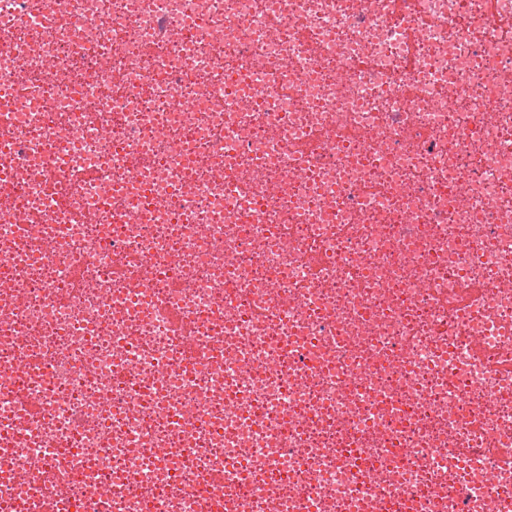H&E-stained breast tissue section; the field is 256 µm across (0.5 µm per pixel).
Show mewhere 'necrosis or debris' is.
I'll return each instance as SVG.
<instances>
[{
  "label": "necrosis or debris",
  "mask_w": 512,
  "mask_h": 512,
  "mask_svg": "<svg viewBox=\"0 0 512 512\" xmlns=\"http://www.w3.org/2000/svg\"><path fill=\"white\" fill-rule=\"evenodd\" d=\"M0 512H505L512 0H0Z\"/></svg>",
  "instance_id": "1"
}]
</instances>
